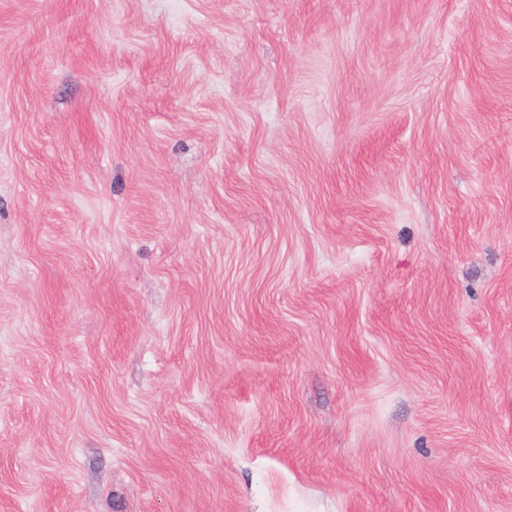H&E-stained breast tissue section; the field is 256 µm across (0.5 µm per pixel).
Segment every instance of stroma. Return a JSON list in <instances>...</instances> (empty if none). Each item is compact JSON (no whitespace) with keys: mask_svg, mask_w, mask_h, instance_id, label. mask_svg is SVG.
<instances>
[{"mask_svg":"<svg viewBox=\"0 0 512 512\" xmlns=\"http://www.w3.org/2000/svg\"><path fill=\"white\" fill-rule=\"evenodd\" d=\"M0 512H512V0H0Z\"/></svg>","mask_w":512,"mask_h":512,"instance_id":"stroma-1","label":"stroma"}]
</instances>
